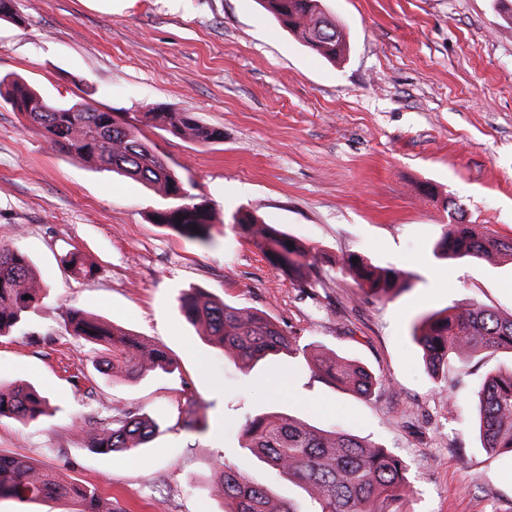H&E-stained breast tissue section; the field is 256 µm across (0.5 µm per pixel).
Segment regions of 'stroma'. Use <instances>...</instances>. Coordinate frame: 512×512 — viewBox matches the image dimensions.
<instances>
[{"instance_id": "1", "label": "stroma", "mask_w": 512, "mask_h": 512, "mask_svg": "<svg viewBox=\"0 0 512 512\" xmlns=\"http://www.w3.org/2000/svg\"><path fill=\"white\" fill-rule=\"evenodd\" d=\"M349 45L314 55L257 0H14L0 20V76L45 99L94 101L120 122L189 112L223 129L202 144L142 126L213 211L210 241L151 222L158 193L49 150L0 99V245L23 250L48 297L0 340V383L49 398L34 423L0 419V453L39 459L111 497L120 512H222L216 458L245 467L283 501L301 483L244 457L249 417L284 412L388 448L412 491L394 512H512V459L481 448V374L430 376L412 337L425 314L477 302L512 314V259L435 257L449 200L480 231L512 237V31L498 0H323ZM249 209L326 254L324 284L304 290L231 224ZM93 265L83 278L66 252ZM404 273L377 297L340 261L349 254ZM198 287L271 316L301 345L356 360L380 379L359 396L281 354L244 369L182 318L175 297ZM164 347L174 373L99 374L67 331L70 310ZM86 374L67 382L65 365ZM194 399L204 427L176 424ZM160 418L146 448L100 454L91 438L113 408Z\"/></svg>"}]
</instances>
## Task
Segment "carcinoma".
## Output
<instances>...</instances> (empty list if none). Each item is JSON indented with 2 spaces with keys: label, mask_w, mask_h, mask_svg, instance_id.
Masks as SVG:
<instances>
[{
  "label": "carcinoma",
  "mask_w": 512,
  "mask_h": 512,
  "mask_svg": "<svg viewBox=\"0 0 512 512\" xmlns=\"http://www.w3.org/2000/svg\"><path fill=\"white\" fill-rule=\"evenodd\" d=\"M262 7L317 55L336 60L347 51L346 35L328 16L322 0H259ZM42 133L56 154L93 163L161 193L163 203L152 211L155 223L193 242L210 241L212 213L198 195L170 168L165 158L139 133L112 117L92 112L87 100L70 105L53 104L8 75L0 76V98ZM145 118L170 134L197 142L224 139V131L209 127L187 112H147ZM455 223L444 227L435 251L444 258H512V238H498L465 223V211L456 201ZM232 222L253 239L275 241L281 252L279 264H287L302 288L322 283L319 277L324 256L297 239L266 224L251 211L236 212ZM199 230H194V227ZM342 267L358 286L373 295L385 296L408 284L392 268L381 267L353 254ZM29 257L0 246V337H8L30 309L46 297ZM176 306L184 319L201 325L244 367L269 355L298 351L297 337L288 334L268 315L216 298L201 288L182 290ZM70 336L83 340L99 355V372L112 377L137 379L151 372L168 371L172 360L165 348L118 329L82 310L68 314ZM426 367L435 374L466 354L484 358L505 350L512 354V315L505 317L481 304L450 307L424 315L413 329ZM312 369L328 381L368 397L379 384L361 363L336 353L308 358ZM477 429L481 447L512 457V368L489 371L476 392ZM46 397L35 387L0 386V418L36 422L45 413ZM177 424L186 431L199 429L202 416L190 400L179 410ZM159 424L128 409H116L112 426L96 435L91 447L107 454L134 451L148 443ZM244 455L263 459L271 469L296 479L310 489L308 508L275 500L267 488L252 481L239 466L217 460L211 483L224 492V512H391L390 504L407 498L411 491L404 460L388 449L343 431L320 430L285 413L271 412L249 418L242 430ZM21 502L67 498L77 512H118L112 500L96 488L76 479L62 480L54 471L27 456L0 454V499Z\"/></svg>",
  "instance_id": "1"
}]
</instances>
